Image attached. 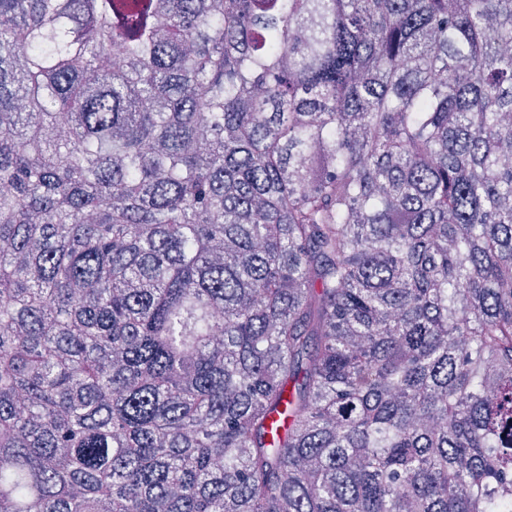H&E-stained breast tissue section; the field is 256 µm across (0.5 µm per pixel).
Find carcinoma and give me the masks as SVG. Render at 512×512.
Returning <instances> with one entry per match:
<instances>
[{
	"instance_id": "obj_1",
	"label": "carcinoma",
	"mask_w": 512,
	"mask_h": 512,
	"mask_svg": "<svg viewBox=\"0 0 512 512\" xmlns=\"http://www.w3.org/2000/svg\"><path fill=\"white\" fill-rule=\"evenodd\" d=\"M0 512H512V0H0Z\"/></svg>"
}]
</instances>
